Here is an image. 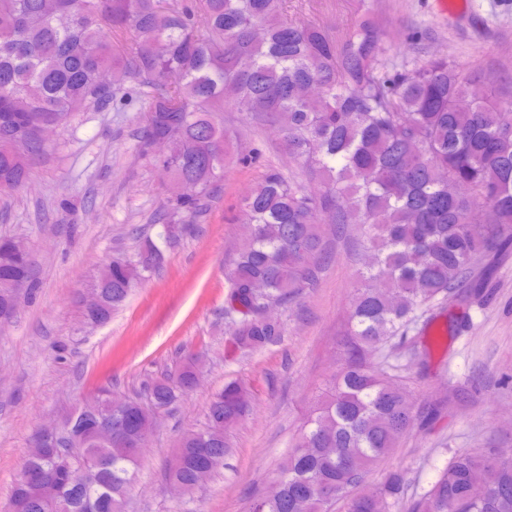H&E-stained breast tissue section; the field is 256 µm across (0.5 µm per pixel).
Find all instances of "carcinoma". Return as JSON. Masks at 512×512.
I'll return each instance as SVG.
<instances>
[{"mask_svg": "<svg viewBox=\"0 0 512 512\" xmlns=\"http://www.w3.org/2000/svg\"><path fill=\"white\" fill-rule=\"evenodd\" d=\"M137 34L128 44L125 35ZM133 78L145 89L143 145L164 141L158 159L194 193L168 201L196 216L224 171V106L262 125L273 119L291 158L320 180L311 193L268 170L240 206L252 232L229 273L233 342L253 352L280 342L281 322L262 303H285L314 287L322 224H357L368 261L351 302L349 356L330 395L302 424L252 512H392L405 479L394 472L366 486L372 465L396 447L414 404L407 390L367 365L364 352L406 335L419 312L462 286L472 265L512 240V95H473L444 57L410 69L387 65L381 36L365 21L340 40L315 24L288 20V0H0V192L23 187L42 149L41 127L104 105ZM0 239V314L33 288L27 256ZM163 250L145 240L139 260L114 258L97 279L101 303L85 310L108 320L137 281L159 271ZM197 363L171 381L146 384L167 408L195 389ZM248 389L225 384L208 404L209 423L185 434L166 481L185 495L202 487L229 452L225 431L250 408ZM125 435L99 438L94 427ZM68 443H34L25 465L40 482L16 481L21 512H127L139 466L126 447L148 439L153 420L135 400L121 410L96 398L63 419ZM482 479L476 490L474 477ZM410 512H512V453L459 452Z\"/></svg>", "mask_w": 512, "mask_h": 512, "instance_id": "obj_1", "label": "carcinoma"}]
</instances>
